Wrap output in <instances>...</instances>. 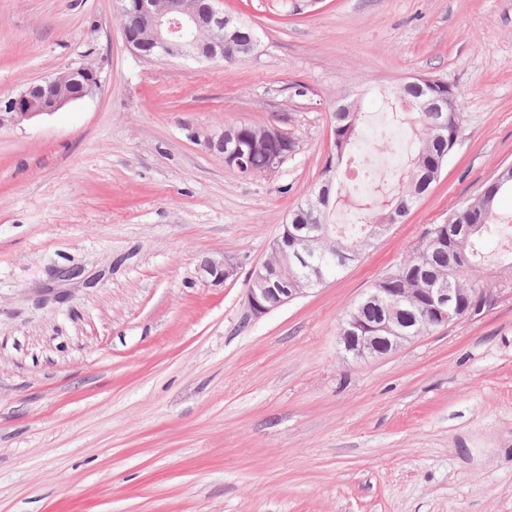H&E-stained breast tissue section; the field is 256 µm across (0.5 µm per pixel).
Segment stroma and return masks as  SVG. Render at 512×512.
Segmentation results:
<instances>
[{"mask_svg": "<svg viewBox=\"0 0 512 512\" xmlns=\"http://www.w3.org/2000/svg\"><path fill=\"white\" fill-rule=\"evenodd\" d=\"M259 46L144 60L113 0H0V97L92 65L101 88L0 127V512H512V298L379 358L347 312L512 165V0H220ZM417 76L461 140L401 222L253 317L252 270L318 184L345 100ZM274 125L243 176L209 148ZM233 277L201 278L208 259ZM241 138L240 129L234 126L224 129V132L218 136L216 141H214V138H210L208 143L210 146L216 147L224 155V164L227 167L235 169L245 176L251 175V170L261 173L269 163L270 158L279 150L278 147L269 145L263 150L252 152L260 143L265 145L282 143L286 149V152L274 156L270 165L262 173L270 174L276 172L286 162L288 157L294 153L293 139L274 125L260 127L253 137L247 141L245 148L242 146ZM288 141L292 143L289 152Z\"/></svg>", "mask_w": 512, "mask_h": 512, "instance_id": "35a3bbf8", "label": "stroma"}]
</instances>
